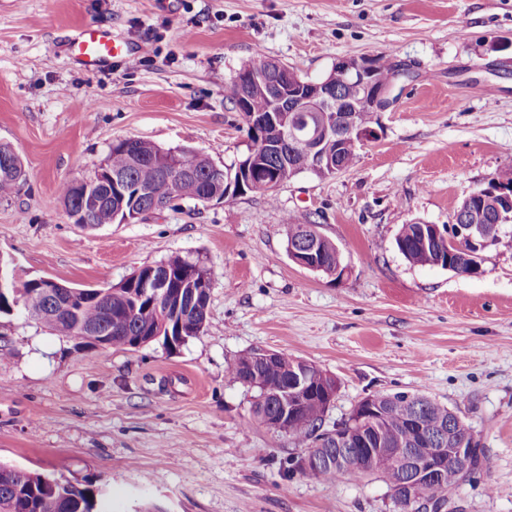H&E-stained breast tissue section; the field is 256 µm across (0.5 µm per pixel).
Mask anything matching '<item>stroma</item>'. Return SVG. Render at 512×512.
Segmentation results:
<instances>
[{
  "mask_svg": "<svg viewBox=\"0 0 512 512\" xmlns=\"http://www.w3.org/2000/svg\"><path fill=\"white\" fill-rule=\"evenodd\" d=\"M88 25L130 55L86 69L66 42ZM257 55L309 79L342 57L407 73L347 172L74 223L59 187L115 140L220 168L245 155L224 86ZM0 143L26 171L0 198L9 273L106 288L178 254L211 274L204 331L176 348L101 349L19 309L1 316L0 463L101 486L112 512H389L380 481L287 475L303 448L253 417L257 389L228 372L271 349L336 378L329 427L375 392L447 405L486 453L458 512H512V223L474 275L395 245L402 225L451 224L489 178L512 179V0H0ZM290 214L336 244L342 278L290 260Z\"/></svg>",
  "mask_w": 512,
  "mask_h": 512,
  "instance_id": "obj_1",
  "label": "stroma"
}]
</instances>
